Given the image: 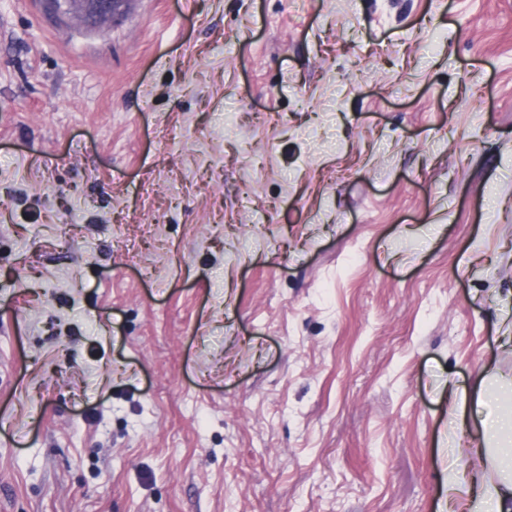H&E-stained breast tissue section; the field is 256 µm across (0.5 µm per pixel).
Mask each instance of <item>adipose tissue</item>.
Here are the masks:
<instances>
[{
  "instance_id": "ef3b65f1",
  "label": "adipose tissue",
  "mask_w": 512,
  "mask_h": 512,
  "mask_svg": "<svg viewBox=\"0 0 512 512\" xmlns=\"http://www.w3.org/2000/svg\"><path fill=\"white\" fill-rule=\"evenodd\" d=\"M474 453L480 475L451 470L449 500L463 501L468 512H512V408L483 421Z\"/></svg>"
}]
</instances>
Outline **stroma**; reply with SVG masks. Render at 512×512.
<instances>
[{
    "label": "stroma",
    "mask_w": 512,
    "mask_h": 512,
    "mask_svg": "<svg viewBox=\"0 0 512 512\" xmlns=\"http://www.w3.org/2000/svg\"><path fill=\"white\" fill-rule=\"evenodd\" d=\"M511 321L512 0H0V512H442ZM49 8L59 17L66 16L73 9L79 7L87 18H95L98 26L101 18H114L123 12L128 0H45Z\"/></svg>",
    "instance_id": "stroma-1"
}]
</instances>
